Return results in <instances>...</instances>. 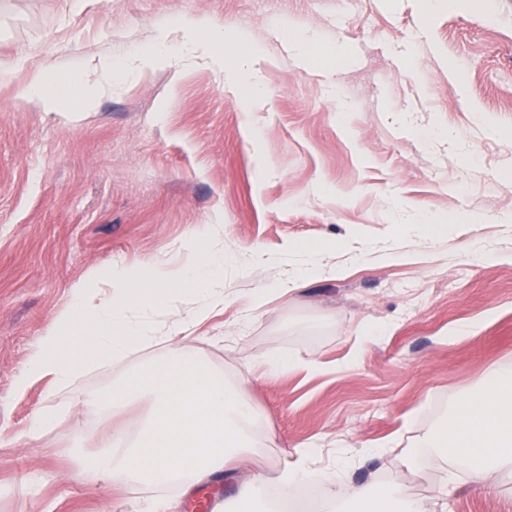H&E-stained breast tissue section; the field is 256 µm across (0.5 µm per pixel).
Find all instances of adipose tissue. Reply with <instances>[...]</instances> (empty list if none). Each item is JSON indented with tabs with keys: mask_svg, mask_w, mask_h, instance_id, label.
I'll use <instances>...</instances> for the list:
<instances>
[{
	"mask_svg": "<svg viewBox=\"0 0 512 512\" xmlns=\"http://www.w3.org/2000/svg\"><path fill=\"white\" fill-rule=\"evenodd\" d=\"M26 100L44 111L88 107L94 92L72 74H57L33 84ZM148 364L113 387L108 399L91 396L82 408L91 416L104 409L121 414L131 401L149 395L153 407L136 433L124 429L95 431L91 438L98 454L83 463L80 474L96 480L104 476L129 489L166 484L187 485L234 469L241 456L254 447L261 416L247 397L245 379L227 381L223 374L195 357L176 340ZM454 425L417 437L414 446L465 474L468 484L485 491L512 490V380L503 379L492 390L464 396L453 408ZM320 452L313 443L296 445L290 461L267 466L252 480L240 484L237 498L257 504L259 512H272L265 504L266 489L289 498L295 488L317 482L330 492V512H344L353 501L372 500L376 512H434L429 499L413 496L393 485H356L345 476L348 464L328 470L314 469Z\"/></svg>",
	"mask_w": 512,
	"mask_h": 512,
	"instance_id": "obj_1",
	"label": "adipose tissue"
}]
</instances>
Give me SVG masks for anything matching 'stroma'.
I'll return each instance as SVG.
<instances>
[{
  "label": "stroma",
  "instance_id": "obj_1",
  "mask_svg": "<svg viewBox=\"0 0 512 512\" xmlns=\"http://www.w3.org/2000/svg\"><path fill=\"white\" fill-rule=\"evenodd\" d=\"M178 18L166 62L128 68ZM257 53L263 103L226 86L223 67L182 46L194 20ZM334 54L300 64L289 33ZM0 512H136L138 498L179 512L223 506L260 463L314 441L377 481L428 497L452 488L447 512H512V495L467 486L438 458L402 463L415 439L452 420V404L512 372V0H11L0 12ZM98 92L84 112H46L21 93L52 72ZM453 216L447 234L420 225ZM224 227V307L185 350L235 380L263 354L317 359L323 373L252 379L263 419L254 454L222 478L140 493L78 476L96 453L88 433L141 419L78 409L160 355L194 304L148 315L154 341L89 369L62 389L13 392L32 349L71 290L115 264L192 263L183 243ZM342 243L336 276L269 289L292 244ZM405 258L388 262L380 249ZM266 293L262 309L250 303ZM54 422L36 439L35 414ZM383 455L373 449L388 439Z\"/></svg>",
  "mask_w": 512,
  "mask_h": 512
}]
</instances>
